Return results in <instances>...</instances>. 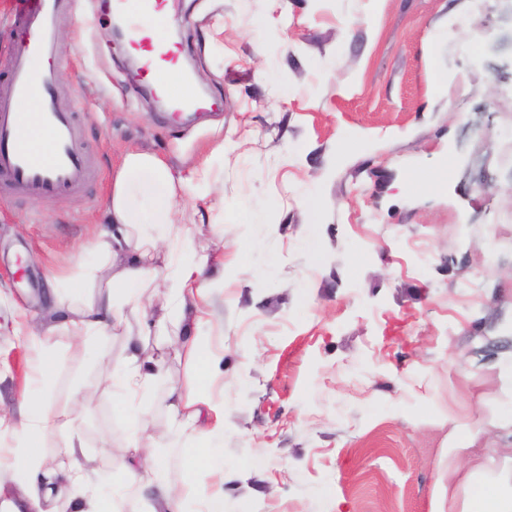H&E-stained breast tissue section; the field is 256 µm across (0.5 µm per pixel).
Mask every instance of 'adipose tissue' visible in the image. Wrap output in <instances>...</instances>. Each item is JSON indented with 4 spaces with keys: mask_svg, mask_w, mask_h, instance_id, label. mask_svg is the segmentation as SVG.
Instances as JSON below:
<instances>
[{
    "mask_svg": "<svg viewBox=\"0 0 512 512\" xmlns=\"http://www.w3.org/2000/svg\"><path fill=\"white\" fill-rule=\"evenodd\" d=\"M215 189L210 161L182 176L156 155L127 153L112 179L106 221L112 231L102 233L94 248L100 266L107 272L105 284L94 275L83 278L84 288L77 307L53 300L58 326L79 338L111 335L113 327L137 321L150 330L151 307L143 291L152 283L167 284L166 335L172 336L190 365L213 362L199 335L209 323L212 292L224 285V264L197 250L190 221L176 206L182 195L204 198ZM154 377L152 362L131 352L112 369L119 394L128 400V447H136L149 422L134 405ZM172 409L191 432L224 429V407L200 394L194 382L175 386L169 393ZM60 424L58 415L41 404L22 400L18 410L0 408V433L11 439L0 449V474L19 484L21 496L0 501V512H43L45 502L69 492L74 512H180L178 489L163 474L159 461L148 467L129 464L126 474L137 484V492L114 499L106 493L99 474L86 469L81 460L83 444L71 436L63 445L55 468L45 469L42 437ZM449 504H461V512H512V493L489 488L448 484Z\"/></svg>",
    "mask_w": 512,
    "mask_h": 512,
    "instance_id": "obj_1",
    "label": "adipose tissue"
}]
</instances>
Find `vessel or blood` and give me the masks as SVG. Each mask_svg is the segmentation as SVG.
Returning a JSON list of instances; mask_svg holds the SVG:
<instances>
[{"label": "vessel or blood", "instance_id": "1", "mask_svg": "<svg viewBox=\"0 0 512 512\" xmlns=\"http://www.w3.org/2000/svg\"><path fill=\"white\" fill-rule=\"evenodd\" d=\"M76 0H11L10 20L19 35L16 49L0 63V183L30 200L61 197L84 188L93 178L90 160L80 146L81 128L72 105L57 100V68L67 55L56 32ZM163 0H115L129 21V43L143 51L142 74L155 93L170 100L174 112L207 109L208 100L184 95L186 83L176 64L177 43L142 39L144 26L163 22ZM32 104L29 112L21 104ZM45 138L43 149L29 144L31 131Z\"/></svg>", "mask_w": 512, "mask_h": 512}]
</instances>
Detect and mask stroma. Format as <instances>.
Segmentation results:
<instances>
[{"instance_id": "obj_1", "label": "stroma", "mask_w": 512, "mask_h": 512, "mask_svg": "<svg viewBox=\"0 0 512 512\" xmlns=\"http://www.w3.org/2000/svg\"><path fill=\"white\" fill-rule=\"evenodd\" d=\"M172 0L198 85L219 111L153 107L113 38L110 0H79L58 40L57 98L73 103L99 176L66 196L0 192V313L43 321L53 294L96 264L112 174L130 151L189 173L204 158L224 205L194 240L231 272L191 369L165 337L138 345L163 372L146 443L184 490V512H439L448 448L512 489V0ZM44 381L0 330V403L42 399L78 430L84 464L122 481L123 401L109 365L123 330H56ZM198 372L224 400V473L194 471L169 389ZM82 391L86 404L72 402Z\"/></svg>"}]
</instances>
